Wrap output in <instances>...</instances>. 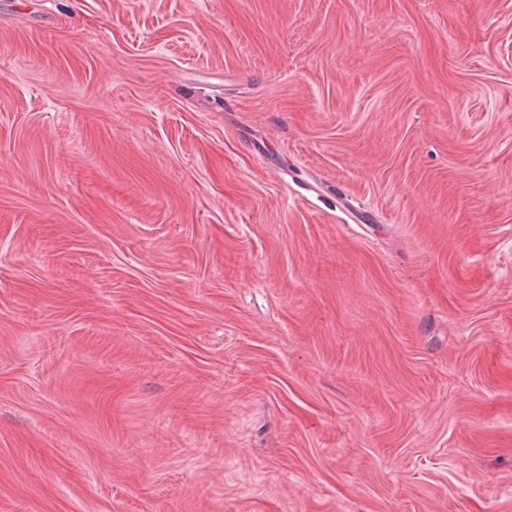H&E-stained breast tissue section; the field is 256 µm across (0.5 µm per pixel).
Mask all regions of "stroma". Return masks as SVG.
I'll return each mask as SVG.
<instances>
[{
    "label": "stroma",
    "instance_id": "1",
    "mask_svg": "<svg viewBox=\"0 0 512 512\" xmlns=\"http://www.w3.org/2000/svg\"><path fill=\"white\" fill-rule=\"evenodd\" d=\"M0 512H512V0H0Z\"/></svg>",
    "mask_w": 512,
    "mask_h": 512
}]
</instances>
